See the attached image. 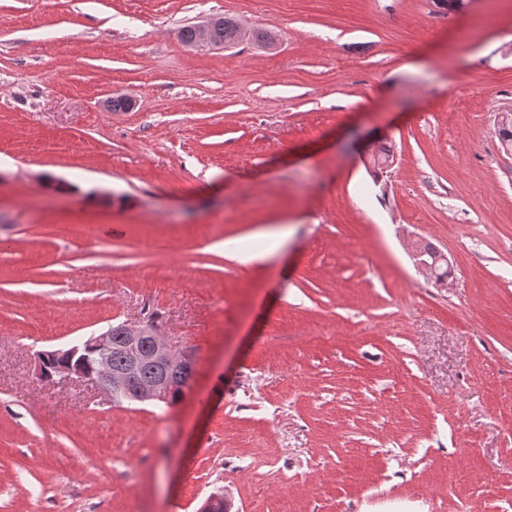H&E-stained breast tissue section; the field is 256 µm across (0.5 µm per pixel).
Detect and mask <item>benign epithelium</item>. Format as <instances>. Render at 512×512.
<instances>
[{
	"label": "benign epithelium",
	"mask_w": 512,
	"mask_h": 512,
	"mask_svg": "<svg viewBox=\"0 0 512 512\" xmlns=\"http://www.w3.org/2000/svg\"><path fill=\"white\" fill-rule=\"evenodd\" d=\"M412 257L419 272L429 279L435 278L438 263L448 262L447 256L440 251L432 255V259H426L419 245L413 249ZM121 327L125 333L123 347L126 366L123 370L112 368L110 328L80 345L66 349V352L77 353L83 348H94L102 353L98 376L92 384L99 393L109 398L122 393L132 401L167 402L168 393L178 386L181 373L193 368V350H173L160 329L148 321L126 322ZM147 366L154 367L156 374L150 379H143L141 372Z\"/></svg>",
	"instance_id": "1"
}]
</instances>
